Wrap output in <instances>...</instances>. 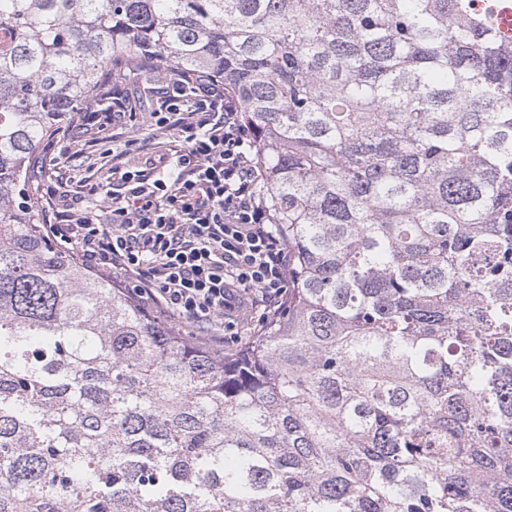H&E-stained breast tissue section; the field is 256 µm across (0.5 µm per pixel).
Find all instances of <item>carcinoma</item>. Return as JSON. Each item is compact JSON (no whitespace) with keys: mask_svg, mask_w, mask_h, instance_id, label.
<instances>
[{"mask_svg":"<svg viewBox=\"0 0 512 512\" xmlns=\"http://www.w3.org/2000/svg\"><path fill=\"white\" fill-rule=\"evenodd\" d=\"M224 80L288 241L230 354L48 244L40 145ZM0 512H512V35L475 0H0Z\"/></svg>","mask_w":512,"mask_h":512,"instance_id":"cac0c4a2","label":"carcinoma"}]
</instances>
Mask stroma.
I'll list each match as a JSON object with an SVG mask.
<instances>
[{"instance_id":"obj_1","label":"stroma","mask_w":512,"mask_h":512,"mask_svg":"<svg viewBox=\"0 0 512 512\" xmlns=\"http://www.w3.org/2000/svg\"><path fill=\"white\" fill-rule=\"evenodd\" d=\"M167 83L168 77L162 73L132 72L121 85L131 112L121 118L113 133L104 134L94 128L69 130L39 150L45 170L39 184L42 199L58 203L80 195L87 206L103 216L107 213L106 193L119 186L112 177L113 165L124 162L143 168L159 157H173L178 148L176 139L155 130L151 119L155 100ZM132 137L139 139L142 148L124 155V144Z\"/></svg>"}]
</instances>
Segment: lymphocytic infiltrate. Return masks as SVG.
Returning <instances> with one entry per match:
<instances>
[{
	"instance_id": "obj_1",
	"label": "lymphocytic infiltrate",
	"mask_w": 512,
	"mask_h": 512,
	"mask_svg": "<svg viewBox=\"0 0 512 512\" xmlns=\"http://www.w3.org/2000/svg\"><path fill=\"white\" fill-rule=\"evenodd\" d=\"M153 116L181 143L175 177L125 170L111 223L73 203L50 239L87 266L120 272L156 313L182 324L220 318L231 337L244 311L267 322L288 293L290 255L258 189L255 137L240 103L214 76L181 75Z\"/></svg>"
}]
</instances>
